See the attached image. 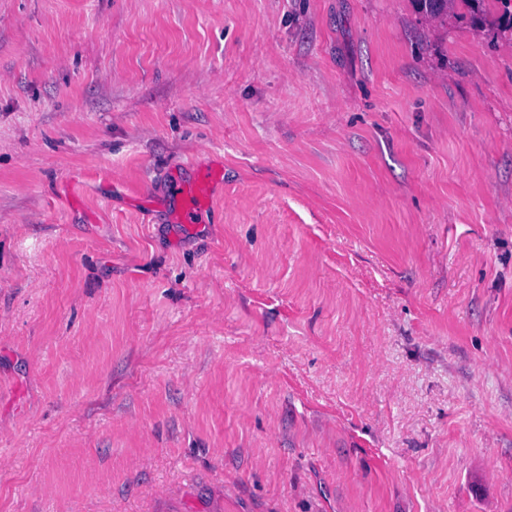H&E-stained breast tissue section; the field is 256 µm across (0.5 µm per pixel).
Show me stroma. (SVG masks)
<instances>
[{"label":"stroma","mask_w":512,"mask_h":512,"mask_svg":"<svg viewBox=\"0 0 512 512\" xmlns=\"http://www.w3.org/2000/svg\"><path fill=\"white\" fill-rule=\"evenodd\" d=\"M438 507L512 512V31L0 0V512ZM224 183V170L212 168L201 172L191 182L175 185L173 193L179 197L178 219L182 224H197L213 191Z\"/></svg>","instance_id":"obj_1"}]
</instances>
